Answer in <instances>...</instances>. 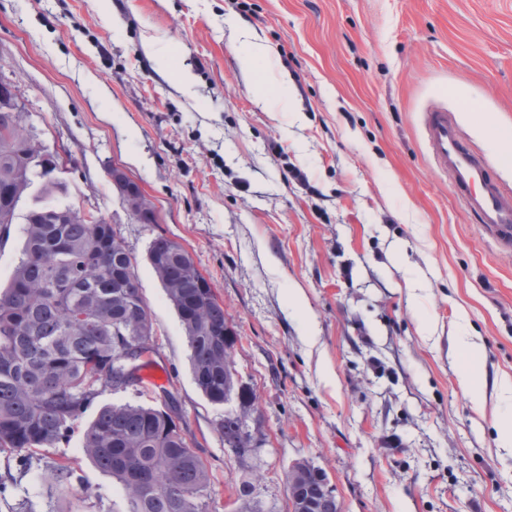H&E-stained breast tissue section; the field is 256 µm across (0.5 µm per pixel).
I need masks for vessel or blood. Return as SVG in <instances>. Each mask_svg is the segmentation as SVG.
Listing matches in <instances>:
<instances>
[{
  "instance_id": "b4317fda",
  "label": "vessel or blood",
  "mask_w": 512,
  "mask_h": 512,
  "mask_svg": "<svg viewBox=\"0 0 512 512\" xmlns=\"http://www.w3.org/2000/svg\"><path fill=\"white\" fill-rule=\"evenodd\" d=\"M422 129L455 195L479 217L497 244L511 247L512 203L493 182L488 163L463 143L453 114L444 107L429 108L423 114Z\"/></svg>"
}]
</instances>
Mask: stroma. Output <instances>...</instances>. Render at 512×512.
<instances>
[{
    "label": "stroma",
    "instance_id": "1",
    "mask_svg": "<svg viewBox=\"0 0 512 512\" xmlns=\"http://www.w3.org/2000/svg\"><path fill=\"white\" fill-rule=\"evenodd\" d=\"M249 30L269 49L244 72ZM286 79L296 112L259 81ZM0 79L62 163L72 204L136 258L153 372L208 464L207 512H232L253 468L225 448L180 319L146 261L157 235L210 280L238 335L255 497L288 512L289 466L321 468L343 512H512L496 430L512 378V250L454 196L421 116L447 107L512 192V0H0ZM121 167L154 202L133 224ZM482 358L483 408L460 387L461 337ZM70 438L0 453V512H126ZM69 465L70 482L52 478Z\"/></svg>",
    "mask_w": 512,
    "mask_h": 512
}]
</instances>
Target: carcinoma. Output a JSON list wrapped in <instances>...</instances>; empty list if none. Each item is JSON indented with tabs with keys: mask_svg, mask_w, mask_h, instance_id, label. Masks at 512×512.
Returning a JSON list of instances; mask_svg holds the SVG:
<instances>
[{
	"mask_svg": "<svg viewBox=\"0 0 512 512\" xmlns=\"http://www.w3.org/2000/svg\"><path fill=\"white\" fill-rule=\"evenodd\" d=\"M21 113L0 107V191L19 196L28 177L15 159L28 149ZM51 205L23 228L22 256L0 289V451L31 454L68 440L72 424L103 393L148 387L152 320L140 289L112 288V274H135V258L112 242L102 216L53 219ZM149 256L186 333L197 388L224 404V304L194 265L180 276L185 252L164 235ZM224 442L246 434L232 420ZM84 454L112 476L126 512H207L210 475L188 446L180 417L150 406L99 407L82 442Z\"/></svg>",
	"mask_w": 512,
	"mask_h": 512,
	"instance_id": "1",
	"label": "carcinoma"
}]
</instances>
